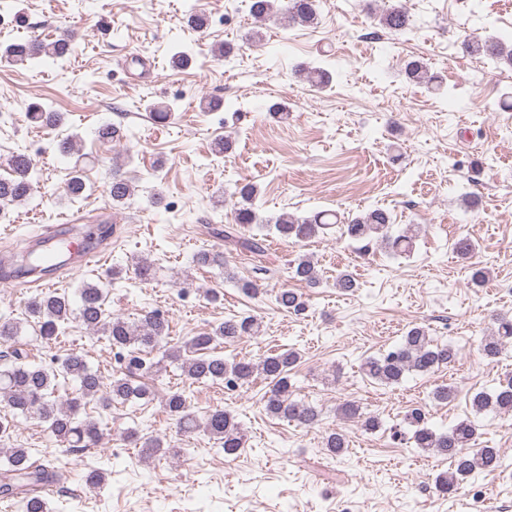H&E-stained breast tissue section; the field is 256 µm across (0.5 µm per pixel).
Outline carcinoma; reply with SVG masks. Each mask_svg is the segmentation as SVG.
Masks as SVG:
<instances>
[{
    "mask_svg": "<svg viewBox=\"0 0 512 512\" xmlns=\"http://www.w3.org/2000/svg\"><path fill=\"white\" fill-rule=\"evenodd\" d=\"M278 0H250L249 11L255 24L262 26L281 15L290 25H313L317 23V0H284L277 7ZM409 18L404 7L392 5L378 17V26L395 36L406 32ZM465 52L484 55L491 59L512 65V35L491 36L483 41L464 40ZM78 53V45L67 33H61L52 41L36 37L17 40L0 52V60L10 64L39 65L47 59L65 60ZM407 79L433 84L436 77L429 74L419 60H412L405 66ZM25 118L41 128L54 130L64 119L41 103L32 102L24 110ZM123 136L122 128L112 123L100 125L96 138L102 143L116 141ZM9 174L0 177V202L21 203L27 200L35 188L37 169L30 155L18 152L8 162ZM64 190L72 198H79L86 190V182L80 171L66 183ZM107 193L115 204H123L133 194L131 183L120 173H112L107 184ZM234 195L238 202L232 213V223L216 228L213 234L224 240V244L241 252L265 253L260 238L247 236L241 229L253 224L271 227L283 240L303 241L314 238L328 226L337 223L338 217L330 211H320L310 217L299 218L283 214L270 222L259 214L257 204L259 189L254 183L236 187ZM391 215L382 208L369 210L355 216L345 224V234L351 240L362 243L367 250L371 244H384L395 256L411 252L414 235L407 230L394 235L390 232ZM195 262L207 267L224 268V253L203 250L195 255ZM56 263L46 262L33 251L18 256L16 268L27 274H47L55 269ZM294 278L309 286L320 283L319 272L313 260L300 255L294 261ZM277 304L295 314L305 312L307 305L303 294L282 288L276 294ZM25 313L34 318L40 340L50 344L61 334L63 324L75 318L86 328L106 336L112 348L123 356L124 371L105 383L102 375L89 367L85 358L70 353L56 361L55 365H26L21 363L24 350L20 348V323L0 322V345L6 350L0 352V401L4 402L12 418L0 419V439H7L15 426L16 418L37 419L59 442L70 448H91L98 444L102 432L94 420L80 417L82 406L87 399L94 398L108 408L114 403L126 404L137 400H151V388L141 379L160 371V362L147 361L141 356L145 348H154L169 338V324L159 310L145 312L139 322L130 324L114 317L106 309L104 286L85 283L78 289L77 301L73 302L64 294H42L25 302ZM497 328L484 337L480 351L487 360L500 356L505 347L512 343V318H495ZM261 322L253 315L234 316L224 320L210 332L193 337L186 345L190 355L181 358V349H170L166 357L182 360L183 374L194 382H222L225 388L234 390L250 383L255 375L269 381V388L262 400L265 411L278 418L293 421L305 428H311L319 421V411L312 405L293 398L294 384L290 374L299 360L293 350L269 353L259 363L242 358L229 361L215 352V345H232L245 336H256ZM457 352L448 345H438L423 326L411 327L401 341L377 357L364 361L362 370L366 376L385 385L399 383L409 372L431 374L455 362ZM76 382L74 395L63 403L53 399L54 382L58 379ZM477 411H492L512 414V377L506 379L492 392H479L473 396ZM163 407L170 419L175 421L179 431L191 433L204 429L222 443L224 453L235 454L243 447L242 425L225 409H215L203 419L189 412V403L181 391L169 392ZM406 420L413 427L412 439L415 447L446 456L451 461L449 470L435 477V488L443 494H452L461 489L466 480L474 474L492 472L499 467V450L478 445L479 425L470 419L456 423L446 432H437L428 424L426 411L421 407L411 409ZM324 448L338 456L347 448L346 436L331 432L324 439ZM57 471L31 460L25 448H11L7 461L0 464V496L15 500L19 512H47L44 497L45 488L60 481Z\"/></svg>",
    "mask_w": 512,
    "mask_h": 512,
    "instance_id": "1",
    "label": "carcinoma"
}]
</instances>
